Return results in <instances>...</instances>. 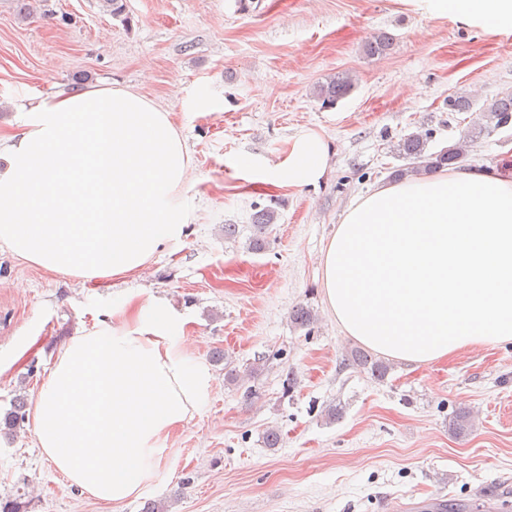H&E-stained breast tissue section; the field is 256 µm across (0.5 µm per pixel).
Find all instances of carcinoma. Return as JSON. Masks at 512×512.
<instances>
[{
	"instance_id": "obj_1",
	"label": "carcinoma",
	"mask_w": 512,
	"mask_h": 512,
	"mask_svg": "<svg viewBox=\"0 0 512 512\" xmlns=\"http://www.w3.org/2000/svg\"><path fill=\"white\" fill-rule=\"evenodd\" d=\"M392 46V37L384 32L372 37L365 46L364 51L371 57H383L389 53ZM356 87L353 75L348 71H341L317 85L314 97L324 106H332L337 101L350 95ZM480 118L473 122L462 139L453 146L437 152H427L428 137L412 133L402 139L396 147L397 156L408 161V164L394 169L390 177L401 180L411 176H426L437 172L444 167L452 166L465 155L470 143L512 122V95L500 98L479 109ZM277 220V211L265 207L254 213L252 222L254 235L249 241L250 249L261 251L266 246V231ZM291 321L299 328H308L315 322L312 310L299 305L291 313ZM348 364L361 367L374 379L383 381L392 367L386 361L374 357L370 352L355 348L346 358ZM26 418V401L22 397L13 399L11 408L5 413L3 420L5 430L12 431L20 426ZM473 426L472 414L469 411H458L449 420V429L456 435H466Z\"/></svg>"
}]
</instances>
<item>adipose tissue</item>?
<instances>
[{
	"mask_svg": "<svg viewBox=\"0 0 512 512\" xmlns=\"http://www.w3.org/2000/svg\"><path fill=\"white\" fill-rule=\"evenodd\" d=\"M426 9L512 27V0H423ZM191 157L169 112L124 88L41 99L21 132L0 135V243L19 259L89 284L141 269L180 241L175 200ZM330 165L322 135L255 168L260 183H317ZM340 331L415 366L512 342V173L454 166L376 187L343 213L320 261ZM160 302L74 337L32 410L40 448L93 497L124 501L144 484L156 442L209 385L174 351Z\"/></svg>",
	"mask_w": 512,
	"mask_h": 512,
	"instance_id": "ef3b65f1",
	"label": "adipose tissue"
}]
</instances>
